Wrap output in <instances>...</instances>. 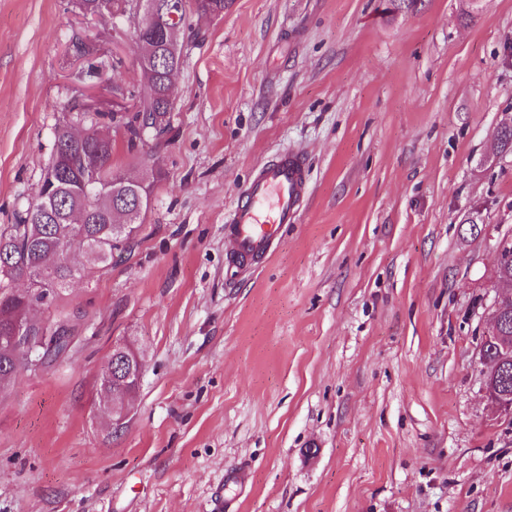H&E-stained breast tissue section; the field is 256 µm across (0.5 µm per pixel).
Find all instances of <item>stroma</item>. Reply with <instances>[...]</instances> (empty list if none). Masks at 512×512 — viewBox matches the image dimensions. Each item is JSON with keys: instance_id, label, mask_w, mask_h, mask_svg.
<instances>
[{"instance_id": "stroma-1", "label": "stroma", "mask_w": 512, "mask_h": 512, "mask_svg": "<svg viewBox=\"0 0 512 512\" xmlns=\"http://www.w3.org/2000/svg\"><path fill=\"white\" fill-rule=\"evenodd\" d=\"M137 24L0 0V225L55 126L112 109L75 39L144 96ZM191 24L143 223L39 306L75 325L69 358L0 394V512H512L476 356L512 236V0H227ZM289 149L296 223L229 264L237 194ZM116 344L145 365L119 430Z\"/></svg>"}]
</instances>
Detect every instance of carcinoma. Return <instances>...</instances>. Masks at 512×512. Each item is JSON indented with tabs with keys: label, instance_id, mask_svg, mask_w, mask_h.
Returning a JSON list of instances; mask_svg holds the SVG:
<instances>
[{
	"label": "carcinoma",
	"instance_id": "obj_1",
	"mask_svg": "<svg viewBox=\"0 0 512 512\" xmlns=\"http://www.w3.org/2000/svg\"><path fill=\"white\" fill-rule=\"evenodd\" d=\"M77 4L86 13L110 16L114 23L138 9V0H77ZM225 5L226 0H160L159 10L175 11L177 19L167 17L152 29L136 30L145 99L131 110L121 106L112 112L78 114L76 119L85 128L74 136L67 135L69 124L56 128L42 176L44 182L54 181L56 191H38L17 223L0 227V392L25 368L24 355L9 356V338L15 323L28 320L33 308V303L14 296L12 281H37L41 263L53 261L57 268L47 274L52 287L45 292L34 289V298L56 299L69 282L112 262L113 252L124 248L150 209L153 180L159 175L150 148L171 129L173 80L184 64L181 30L190 27L193 14L224 15ZM75 47L87 61L86 74H99L94 50L81 40ZM105 119L123 127L128 151L152 170L146 186L118 181L121 173L112 164V136L99 129ZM82 249L89 257L80 270L70 264L69 253ZM71 338L72 329L63 321H39L32 329L30 347L47 365L67 353Z\"/></svg>",
	"mask_w": 512,
	"mask_h": 512
}]
</instances>
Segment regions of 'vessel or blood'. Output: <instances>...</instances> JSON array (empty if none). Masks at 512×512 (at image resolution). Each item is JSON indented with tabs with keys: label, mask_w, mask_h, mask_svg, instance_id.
Here are the masks:
<instances>
[{
	"label": "vessel or blood",
	"mask_w": 512,
	"mask_h": 512,
	"mask_svg": "<svg viewBox=\"0 0 512 512\" xmlns=\"http://www.w3.org/2000/svg\"><path fill=\"white\" fill-rule=\"evenodd\" d=\"M308 192L305 160L288 152L261 165L238 195L224 227L232 263L256 268L278 248Z\"/></svg>",
	"instance_id": "vessel-or-blood-1"
}]
</instances>
